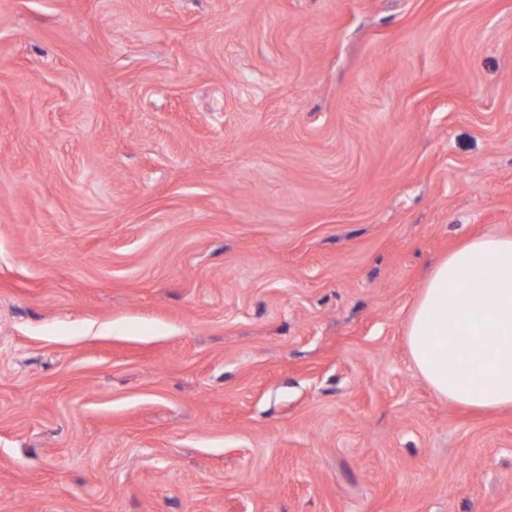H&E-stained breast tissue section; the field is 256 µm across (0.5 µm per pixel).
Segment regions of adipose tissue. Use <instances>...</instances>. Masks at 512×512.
I'll return each mask as SVG.
<instances>
[{
  "mask_svg": "<svg viewBox=\"0 0 512 512\" xmlns=\"http://www.w3.org/2000/svg\"><path fill=\"white\" fill-rule=\"evenodd\" d=\"M404 335L415 371L438 396L512 409V236L476 237L441 259Z\"/></svg>",
  "mask_w": 512,
  "mask_h": 512,
  "instance_id": "ef3b65f1",
  "label": "adipose tissue"
}]
</instances>
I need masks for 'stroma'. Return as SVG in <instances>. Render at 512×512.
I'll return each instance as SVG.
<instances>
[{"instance_id":"35a3bbf8","label":"stroma","mask_w":512,"mask_h":512,"mask_svg":"<svg viewBox=\"0 0 512 512\" xmlns=\"http://www.w3.org/2000/svg\"><path fill=\"white\" fill-rule=\"evenodd\" d=\"M481 234L512 0H0V512H512L404 341Z\"/></svg>"}]
</instances>
